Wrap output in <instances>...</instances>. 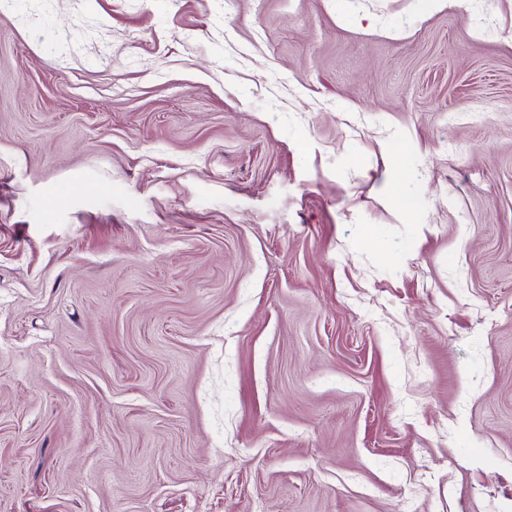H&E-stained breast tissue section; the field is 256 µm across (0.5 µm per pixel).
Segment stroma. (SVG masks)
<instances>
[{
    "instance_id": "35a3bbf8",
    "label": "stroma",
    "mask_w": 512,
    "mask_h": 512,
    "mask_svg": "<svg viewBox=\"0 0 512 512\" xmlns=\"http://www.w3.org/2000/svg\"><path fill=\"white\" fill-rule=\"evenodd\" d=\"M0 512H512V0L0 11Z\"/></svg>"
}]
</instances>
